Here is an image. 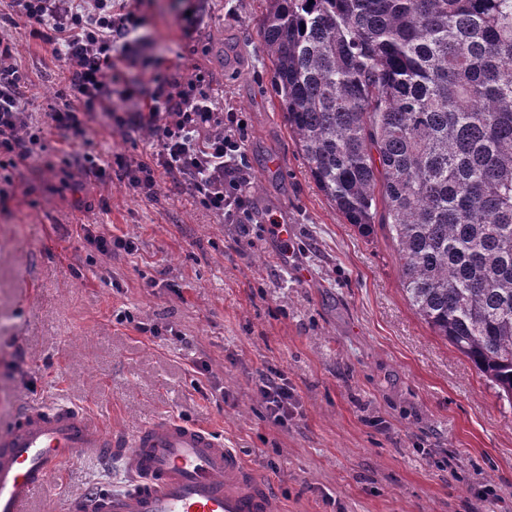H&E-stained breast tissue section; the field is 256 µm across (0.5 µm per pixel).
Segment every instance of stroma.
Here are the masks:
<instances>
[{"mask_svg": "<svg viewBox=\"0 0 512 512\" xmlns=\"http://www.w3.org/2000/svg\"><path fill=\"white\" fill-rule=\"evenodd\" d=\"M188 4L134 0L142 42L121 70L149 92L152 76L180 65L242 113L247 226L164 175L150 199L114 176L85 178L84 153L149 162L157 149L101 113L86 116L63 163L66 133L50 114L74 99L67 68L29 25L0 21L43 144L0 169V426L33 401L79 406L127 433L172 415L209 425L258 466L287 512H512V405L411 309L391 240L361 235L316 186L272 93L264 0H210L189 33ZM271 217L287 244L267 233ZM92 235L135 249L107 257ZM199 360L206 375L193 371ZM271 368L297 399L282 424L257 394ZM126 484L119 465L74 461L34 512Z\"/></svg>", "mask_w": 512, "mask_h": 512, "instance_id": "1", "label": "stroma"}]
</instances>
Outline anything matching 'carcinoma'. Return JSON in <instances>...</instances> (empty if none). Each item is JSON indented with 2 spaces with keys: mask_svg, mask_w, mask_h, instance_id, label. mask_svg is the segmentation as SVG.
Wrapping results in <instances>:
<instances>
[{
  "mask_svg": "<svg viewBox=\"0 0 512 512\" xmlns=\"http://www.w3.org/2000/svg\"><path fill=\"white\" fill-rule=\"evenodd\" d=\"M265 3L272 90L318 188L382 226L410 305L512 404V0Z\"/></svg>",
  "mask_w": 512,
  "mask_h": 512,
  "instance_id": "cac0c4a2",
  "label": "carcinoma"
}]
</instances>
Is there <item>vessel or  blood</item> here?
Instances as JSON below:
<instances>
[{"mask_svg":"<svg viewBox=\"0 0 512 512\" xmlns=\"http://www.w3.org/2000/svg\"><path fill=\"white\" fill-rule=\"evenodd\" d=\"M120 460L127 486L72 495L66 512H284L266 478L208 428L172 416L109 433L76 406L23 405L0 428V512H31L61 467Z\"/></svg>","mask_w":512,"mask_h":512,"instance_id":"b4317fda","label":"vessel or blood"}]
</instances>
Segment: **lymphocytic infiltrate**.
I'll use <instances>...</instances> for the list:
<instances>
[{
	"label": "lymphocytic infiltrate",
	"instance_id": "obj_1",
	"mask_svg": "<svg viewBox=\"0 0 512 512\" xmlns=\"http://www.w3.org/2000/svg\"><path fill=\"white\" fill-rule=\"evenodd\" d=\"M22 22L32 23L33 38L53 45L67 64L69 83L79 105L53 112L56 127L80 138L86 113L102 112L123 130H145L157 138L153 162H131L115 156L105 162L84 153L86 178L101 180L119 167L129 189L152 195L157 173L189 187L196 202L228 224H247L253 202L243 166L246 129L232 107H217L199 75L181 71L156 77L153 95L139 107L116 113L113 93L135 94L125 84L120 61L133 60L141 19L131 0H10ZM25 78L10 45L0 44V167L26 160L40 138L30 129L22 89ZM265 409L274 423L287 421L296 405L293 390L281 374L266 376L260 387Z\"/></svg>",
	"mask_w": 512,
	"mask_h": 512
}]
</instances>
